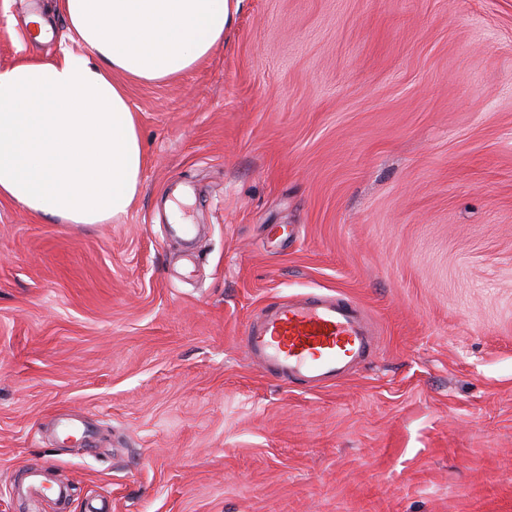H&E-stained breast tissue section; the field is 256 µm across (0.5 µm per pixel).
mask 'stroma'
Returning <instances> with one entry per match:
<instances>
[{"mask_svg":"<svg viewBox=\"0 0 512 512\" xmlns=\"http://www.w3.org/2000/svg\"><path fill=\"white\" fill-rule=\"evenodd\" d=\"M65 47L57 0H0V69ZM127 94L125 215L0 200V512H55L13 493L30 467L66 512H512V0H240L206 59ZM306 293L374 325L340 385L241 345Z\"/></svg>","mask_w":512,"mask_h":512,"instance_id":"stroma-1","label":"stroma"}]
</instances>
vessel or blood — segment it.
<instances>
[{"label":"vessel or blood","instance_id":"vessel-or-blood-1","mask_svg":"<svg viewBox=\"0 0 512 512\" xmlns=\"http://www.w3.org/2000/svg\"><path fill=\"white\" fill-rule=\"evenodd\" d=\"M243 343L253 360L280 382L301 380L310 387L335 384L364 363L376 347L365 310L355 301L307 294L276 302L253 320ZM66 493L64 485H47L44 471H30V498L46 491Z\"/></svg>","mask_w":512,"mask_h":512}]
</instances>
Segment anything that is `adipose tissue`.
I'll return each mask as SVG.
<instances>
[{
  "label": "adipose tissue",
  "mask_w": 512,
  "mask_h": 512,
  "mask_svg": "<svg viewBox=\"0 0 512 512\" xmlns=\"http://www.w3.org/2000/svg\"><path fill=\"white\" fill-rule=\"evenodd\" d=\"M239 0H61L85 52L0 70V199L51 224H108L141 187L125 81H165L224 38Z\"/></svg>",
  "instance_id": "obj_1"
}]
</instances>
